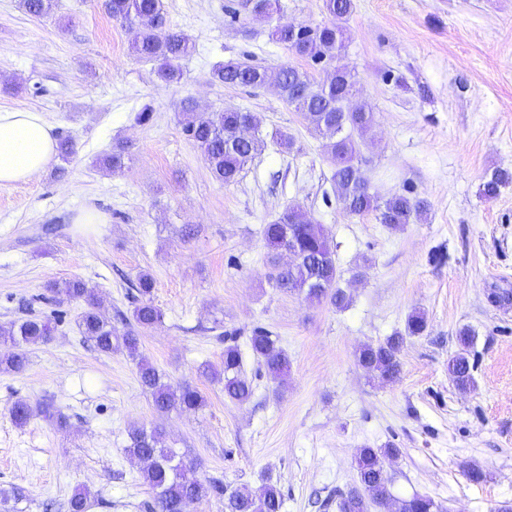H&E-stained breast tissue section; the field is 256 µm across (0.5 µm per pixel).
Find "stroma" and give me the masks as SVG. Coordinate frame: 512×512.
<instances>
[{"label":"stroma","mask_w":512,"mask_h":512,"mask_svg":"<svg viewBox=\"0 0 512 512\" xmlns=\"http://www.w3.org/2000/svg\"><path fill=\"white\" fill-rule=\"evenodd\" d=\"M161 3L195 45L177 85L132 53V32L97 0H55L45 17L0 0V109L44 113L76 146L65 174L0 186V324L32 315L54 326L27 346L23 371L0 370V487L24 490L14 512H68L81 487L89 512H148L152 493L125 452L137 426L162 428L202 481L252 491L272 481L282 512H337V494L357 484L359 449L388 444L399 450L386 463L394 496H430L441 512L512 506V302L487 299L512 293V185L492 200L481 193L487 174L512 171V0H354L339 63L375 113L362 168L379 195L427 205L422 221L396 228L342 210L321 137L274 87L212 79L215 64L238 59L323 80L322 66L268 36L278 24L329 22L322 0H280L268 20L242 0ZM187 100L255 114L267 146L234 185L212 177L184 133ZM280 131L291 151L277 145ZM120 142L131 167L104 171L97 158ZM291 204L324 225L348 309L269 282L262 229ZM89 212L102 223H81ZM143 272L164 319L140 329V350L172 386L197 387L201 409L157 412L135 361L96 351L78 329L81 305L49 289L83 280L110 317L129 309ZM415 310L427 329L406 337L394 380L358 366L361 346L403 331ZM258 326L288 356L281 382L257 371L248 339ZM463 329L467 391L448 375ZM227 332L253 384L242 404L203 373L221 368ZM20 399L35 410L22 427L9 415ZM45 405L65 427L41 415ZM470 465L483 480L465 476Z\"/></svg>","instance_id":"stroma-1"}]
</instances>
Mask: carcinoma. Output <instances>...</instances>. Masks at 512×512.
Masks as SVG:
<instances>
[{"label": "carcinoma", "instance_id": "cac0c4a2", "mask_svg": "<svg viewBox=\"0 0 512 512\" xmlns=\"http://www.w3.org/2000/svg\"><path fill=\"white\" fill-rule=\"evenodd\" d=\"M278 0H252L251 13L256 19L271 17ZM22 7L32 15H48L53 0H22ZM101 9L112 19L134 30L132 52L157 62V76L167 83H179L183 78L181 61L194 50V45L182 32L167 26L161 0H101ZM323 8L333 22L315 28L291 29L277 26L270 32L271 40L297 56L315 64L334 68L331 79L318 82L306 70L282 66L276 72L246 61L229 60L212 72L214 81L225 86L263 88L276 87L280 96L317 131L325 142L324 155L331 167V179L336 186L343 211L349 215L375 213L381 224L399 226L422 218L426 205L405 195L382 198L372 192L362 171L361 143L370 129L372 108L362 105L349 109L348 102L359 93L357 76L334 66L346 49V29L336 21L347 18L353 11V0H323ZM184 131L201 150L212 176L226 186L237 182L245 167L265 148L257 134L244 137L242 127L256 126V117L239 108L219 112H198L190 100L184 102ZM131 155L121 145L112 150L99 165L114 173L128 167ZM512 183V172L496 169L483 183V195L494 198L500 188ZM268 249L272 278L278 288L305 295L309 300L328 301L343 310L351 298L338 285L340 273L334 251L323 225L314 222L298 204L288 206L276 220L263 228ZM293 251L291 264H279V252ZM50 290L61 302L81 303L84 310L78 321L82 336L93 342L97 351L110 354L117 350L137 360L139 381L152 396L160 412L174 409L197 410L205 400L193 386L173 387L165 375L140 354L139 327H151L163 322L164 314L151 298L153 280L149 273L137 277L140 299L132 312V320L118 328L97 310L95 290L80 279L53 282ZM424 314L415 311L408 316L405 333H396L384 342L361 347L358 365L380 378L393 379L399 372V352L407 336L425 332ZM48 319L30 317L0 325V346L12 349L0 355V369L20 372L27 364L24 347L44 342L51 336ZM460 349L448 360V373L460 390L473 386L471 365L467 356L471 337L467 330L459 333ZM253 357L274 380L288 372V356L277 340L261 327L249 338ZM203 373L214 380L224 381V397L245 402L253 394L251 380L243 372L242 353L237 345H224V374L205 368ZM11 420L24 426L33 416L31 405L19 400L9 410ZM127 453L143 464L141 480L153 494L151 512H187L190 504L207 497L224 499V512H281L282 494L276 485L264 484L259 491L232 488L218 480L202 482L193 467L184 463L170 448L163 445L162 433L156 429L134 428L129 432ZM398 449L362 448L355 459L359 487L340 496L338 512H369L371 505L392 498L394 512H439V506L429 496L414 494L393 498L384 477V463L397 455Z\"/></svg>", "mask_w": 512, "mask_h": 512}]
</instances>
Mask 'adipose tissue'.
Segmentation results:
<instances>
[{
	"label": "adipose tissue",
	"mask_w": 512,
	"mask_h": 512,
	"mask_svg": "<svg viewBox=\"0 0 512 512\" xmlns=\"http://www.w3.org/2000/svg\"><path fill=\"white\" fill-rule=\"evenodd\" d=\"M57 155L53 125L43 113L0 110V185L27 182Z\"/></svg>",
	"instance_id": "ef3b65f1"
}]
</instances>
